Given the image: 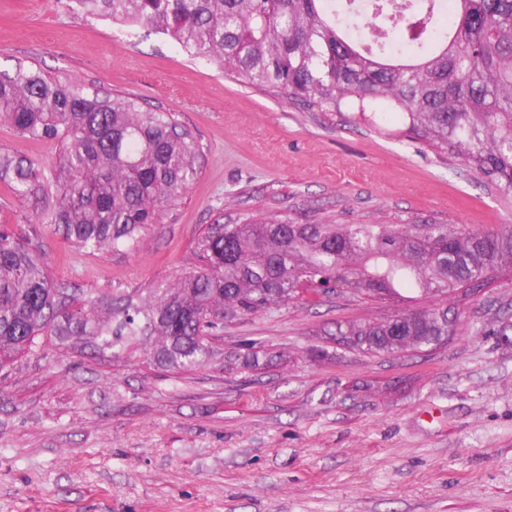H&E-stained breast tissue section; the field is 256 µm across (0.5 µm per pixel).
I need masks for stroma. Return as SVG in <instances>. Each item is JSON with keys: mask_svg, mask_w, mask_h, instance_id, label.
Masks as SVG:
<instances>
[{"mask_svg": "<svg viewBox=\"0 0 512 512\" xmlns=\"http://www.w3.org/2000/svg\"><path fill=\"white\" fill-rule=\"evenodd\" d=\"M177 113L198 174L136 251L78 248L0 183V229L91 299L166 285L196 264L216 213L302 223H512L458 160L363 119L302 106L185 53L168 36L0 0V69L15 60ZM402 303L331 293L225 321L223 364L178 372L42 338L0 370V512H512V276L467 300L447 345L373 355L337 326Z\"/></svg>", "mask_w": 512, "mask_h": 512, "instance_id": "1", "label": "stroma"}]
</instances>
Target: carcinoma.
<instances>
[{
    "mask_svg": "<svg viewBox=\"0 0 512 512\" xmlns=\"http://www.w3.org/2000/svg\"><path fill=\"white\" fill-rule=\"evenodd\" d=\"M91 19L146 26L248 83L341 113L387 106L405 136L459 160L512 204V0H364V28L336 0H69ZM55 147L46 164L0 152V183L79 247L136 249L197 175L200 144L169 112L19 60L0 71V124ZM219 215L200 265L159 288L76 299L41 254L0 232V368L50 336L122 356L141 344L179 370L222 355L224 320L266 313L305 285L417 301L467 298L512 273V226L300 224ZM448 307L404 310L336 335L367 353L448 343Z\"/></svg>",
    "mask_w": 512,
    "mask_h": 512,
    "instance_id": "obj_1",
    "label": "carcinoma"
}]
</instances>
